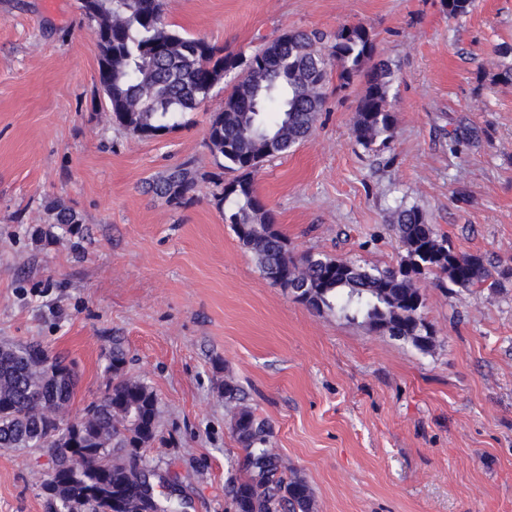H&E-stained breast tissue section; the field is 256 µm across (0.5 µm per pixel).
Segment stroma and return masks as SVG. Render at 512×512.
<instances>
[{
	"label": "stroma",
	"mask_w": 512,
	"mask_h": 512,
	"mask_svg": "<svg viewBox=\"0 0 512 512\" xmlns=\"http://www.w3.org/2000/svg\"><path fill=\"white\" fill-rule=\"evenodd\" d=\"M164 16L233 53L366 26L391 68L388 148L353 137L355 78L258 169L257 192L294 256L378 267L404 254L392 210L417 206L456 252L483 258L492 287L420 280L427 353L310 309L262 277L224 219L208 133L225 83L171 132L139 138L108 114L81 0H0V343L66 355L75 420L111 381L121 337L127 376L159 400L143 455L176 476L186 512H235L224 483L244 452L228 378L308 481L314 512H512V84L495 78L512 0H474L456 19L442 0H166ZM183 163L198 187L178 207L150 186ZM49 467L39 449L0 448V512H52Z\"/></svg>",
	"instance_id": "35a3bbf8"
}]
</instances>
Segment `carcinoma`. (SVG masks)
Listing matches in <instances>:
<instances>
[{
  "label": "carcinoma",
  "mask_w": 512,
  "mask_h": 512,
  "mask_svg": "<svg viewBox=\"0 0 512 512\" xmlns=\"http://www.w3.org/2000/svg\"><path fill=\"white\" fill-rule=\"evenodd\" d=\"M448 16L467 15L473 0H443ZM112 35L107 69L98 85L118 125L138 133L178 126L177 118L196 110L221 79L231 89L224 107L210 121L208 145L233 178L224 183L229 203L225 221L257 259L272 285L298 290L302 303L330 312L368 330L402 341L421 352L435 345V330L423 316L425 300L417 276L443 275L462 291L482 287L489 272L479 256L455 252L416 206L392 212L391 228L405 255L395 267H367L320 254L292 255L287 238L274 226L252 175L264 162L282 156L311 132L326 99L327 67L339 66L340 86L356 76L367 88L356 107L355 141L367 151L388 147L395 115L390 67L374 60L375 45L363 25H343L333 33L294 30L266 42L246 56L224 52L200 38L184 35L164 21L163 0H99ZM197 177L179 165L162 173L154 191L176 206L195 197ZM38 341L0 344V448H42L53 460L45 490L70 512H110L109 501L91 486L64 484L58 475L79 452L81 468L102 474L125 496V512H141V488L149 465L139 450L158 436L159 402L145 383L125 375L126 354L112 342L108 369L112 384L91 402L78 422L60 417L77 385L65 359L51 357ZM230 428L245 452L241 473L227 482L236 512H314V494L305 478L288 472L270 448L272 426L244 404L243 390L224 380ZM173 495H157L154 512H179Z\"/></svg>",
  "instance_id": "cac0c4a2"
}]
</instances>
